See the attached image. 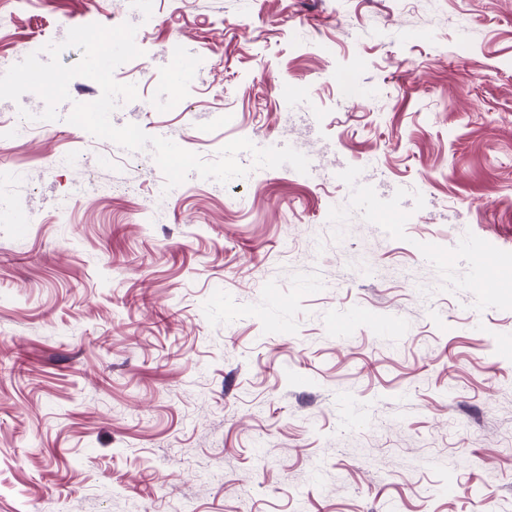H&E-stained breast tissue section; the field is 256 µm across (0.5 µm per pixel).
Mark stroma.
<instances>
[{"label": "stroma", "mask_w": 512, "mask_h": 512, "mask_svg": "<svg viewBox=\"0 0 512 512\" xmlns=\"http://www.w3.org/2000/svg\"><path fill=\"white\" fill-rule=\"evenodd\" d=\"M90 23L144 52L115 125L310 167H55L86 77L0 147V512H512V289H469L512 260V0H6L0 73ZM471 288H478L484 299L490 300L494 293L512 288L511 270L498 261L495 253H486Z\"/></svg>", "instance_id": "35a3bbf8"}]
</instances>
